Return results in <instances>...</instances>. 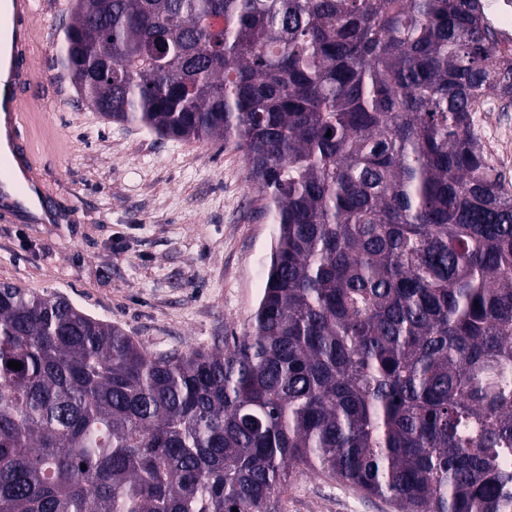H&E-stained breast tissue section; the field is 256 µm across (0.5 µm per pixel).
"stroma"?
<instances>
[{
  "label": "stroma",
  "mask_w": 512,
  "mask_h": 512,
  "mask_svg": "<svg viewBox=\"0 0 512 512\" xmlns=\"http://www.w3.org/2000/svg\"><path fill=\"white\" fill-rule=\"evenodd\" d=\"M25 125L64 224L0 223V283L63 296L158 350L243 335L264 286L273 226L242 152L107 120L60 61L72 0H37ZM281 512H392L321 475L292 478Z\"/></svg>",
  "instance_id": "1"
}]
</instances>
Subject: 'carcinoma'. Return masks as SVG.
Masks as SVG:
<instances>
[{
  "label": "carcinoma",
  "instance_id": "cac0c4a2",
  "mask_svg": "<svg viewBox=\"0 0 512 512\" xmlns=\"http://www.w3.org/2000/svg\"><path fill=\"white\" fill-rule=\"evenodd\" d=\"M72 12L81 97L242 152L273 243L248 329L207 349L1 284L0 512H280L317 472L395 512H512V192L473 125L512 60L476 0Z\"/></svg>",
  "mask_w": 512,
  "mask_h": 512
}]
</instances>
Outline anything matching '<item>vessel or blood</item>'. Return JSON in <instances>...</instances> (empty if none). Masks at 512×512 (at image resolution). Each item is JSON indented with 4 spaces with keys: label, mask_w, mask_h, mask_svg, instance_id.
Instances as JSON below:
<instances>
[{
    "label": "vessel or blood",
    "mask_w": 512,
    "mask_h": 512,
    "mask_svg": "<svg viewBox=\"0 0 512 512\" xmlns=\"http://www.w3.org/2000/svg\"><path fill=\"white\" fill-rule=\"evenodd\" d=\"M35 0H0V221L60 224L65 215L35 174V146L23 131L24 92L34 77Z\"/></svg>",
    "instance_id": "vessel-or-blood-1"
}]
</instances>
